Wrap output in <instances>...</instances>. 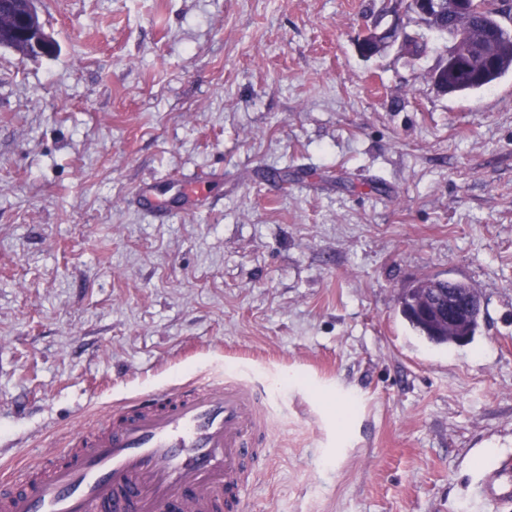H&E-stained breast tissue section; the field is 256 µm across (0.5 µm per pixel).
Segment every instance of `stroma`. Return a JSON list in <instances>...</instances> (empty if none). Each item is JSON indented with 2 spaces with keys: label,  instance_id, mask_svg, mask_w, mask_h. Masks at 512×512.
<instances>
[{
  "label": "stroma",
  "instance_id": "35a3bbf8",
  "mask_svg": "<svg viewBox=\"0 0 512 512\" xmlns=\"http://www.w3.org/2000/svg\"><path fill=\"white\" fill-rule=\"evenodd\" d=\"M0 47V472L113 406L236 374L265 389L247 512H512V73L442 94L399 0H42ZM211 176L156 222L132 200ZM480 294L471 342L400 312ZM4 2H15L5 5V14L13 15L15 22L18 23V26L10 29L8 34V37L17 39L6 40L7 47L23 56L34 55L23 40L30 41L35 50L44 55L56 48L55 42L45 31L44 23L41 21L39 0H1L0 19L1 4ZM434 277L424 278L419 281L412 288L402 294L400 298L401 311L404 317L407 319L412 328L419 333L420 336L425 337L428 341L444 345L448 343H455L454 336L457 335L456 328L463 329L460 334L456 337V344H466L471 336L474 335L477 326H473L471 336L469 332V319L472 312V304L475 308L480 303V298L477 292L467 283L458 281L457 284H453L456 280L448 279V285H452V288H448V285L435 280ZM457 288L462 289L463 292L468 295H463L458 292ZM448 289L447 302L443 300L433 309L434 316L438 320H444L448 325L454 326L455 328L448 327L447 324H441L436 327L425 324L417 317V310L425 305L432 304L438 295ZM472 299V304L470 301ZM512 460H501L493 471L491 477L484 481L477 489V495L489 500H497L502 503L512 501Z\"/></svg>",
  "mask_w": 512,
  "mask_h": 512
}]
</instances>
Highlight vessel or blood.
<instances>
[{
  "label": "vessel or blood",
  "mask_w": 512,
  "mask_h": 512,
  "mask_svg": "<svg viewBox=\"0 0 512 512\" xmlns=\"http://www.w3.org/2000/svg\"><path fill=\"white\" fill-rule=\"evenodd\" d=\"M258 387L235 378L158 389L74 432L50 464L0 481V512H243V490L267 452ZM479 497L512 501V460Z\"/></svg>",
  "instance_id": "obj_1"
}]
</instances>
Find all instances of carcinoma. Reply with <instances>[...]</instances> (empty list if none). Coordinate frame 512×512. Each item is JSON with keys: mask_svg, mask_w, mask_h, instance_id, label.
Masks as SVG:
<instances>
[{"mask_svg": "<svg viewBox=\"0 0 512 512\" xmlns=\"http://www.w3.org/2000/svg\"><path fill=\"white\" fill-rule=\"evenodd\" d=\"M457 0H443L448 8L434 21L426 22L448 28L460 33L457 44L466 56L473 48L479 47L494 58L492 64L477 66L471 71L460 69L458 74L445 78L441 67L431 73V80L441 91L451 94H469L493 86L501 77L512 71V31L505 28L498 17L504 12L495 9L496 0H465L460 7H455ZM448 289V285L433 277L424 278L402 294L401 311L412 328L428 341L444 345L454 342L457 330L441 324L436 327L425 324L417 317V310L433 303L438 295Z\"/></svg>", "mask_w": 512, "mask_h": 512, "instance_id": "cac0c4a2", "label": "carcinoma"}]
</instances>
